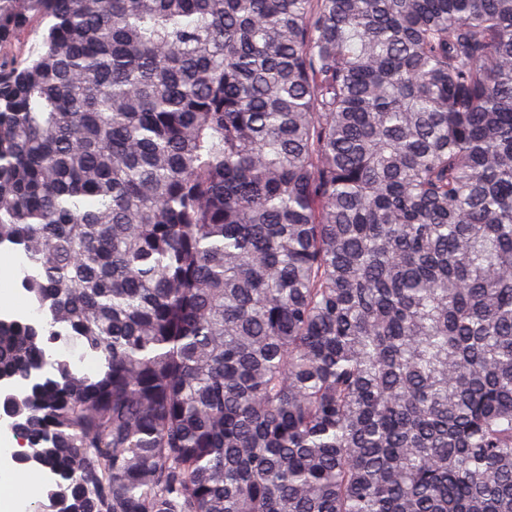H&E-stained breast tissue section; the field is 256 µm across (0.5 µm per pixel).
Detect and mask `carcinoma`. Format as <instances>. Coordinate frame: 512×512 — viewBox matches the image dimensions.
<instances>
[{
    "instance_id": "carcinoma-1",
    "label": "carcinoma",
    "mask_w": 512,
    "mask_h": 512,
    "mask_svg": "<svg viewBox=\"0 0 512 512\" xmlns=\"http://www.w3.org/2000/svg\"><path fill=\"white\" fill-rule=\"evenodd\" d=\"M1 247L33 512H512V0H0ZM11 251H0V289H9L14 294L18 302V308L14 313L16 316H26L25 310L33 308L31 299L20 284V278L16 277L11 270L9 261L13 256ZM2 271V272H1ZM14 296L9 292H0V312L10 310L15 307L16 301Z\"/></svg>"
}]
</instances>
